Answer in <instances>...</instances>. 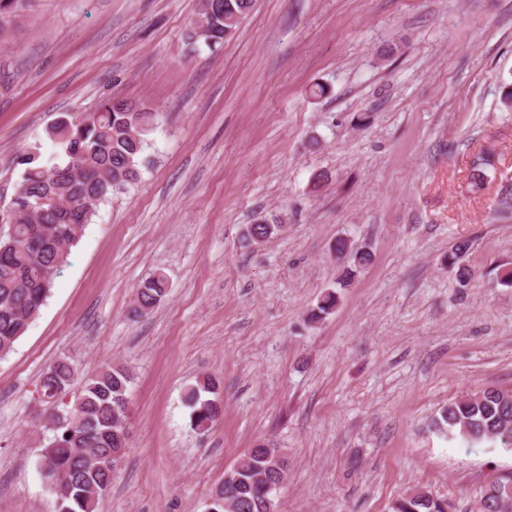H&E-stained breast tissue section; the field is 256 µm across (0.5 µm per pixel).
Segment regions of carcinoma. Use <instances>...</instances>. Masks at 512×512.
Segmentation results:
<instances>
[{
	"label": "carcinoma",
	"instance_id": "obj_1",
	"mask_svg": "<svg viewBox=\"0 0 512 512\" xmlns=\"http://www.w3.org/2000/svg\"><path fill=\"white\" fill-rule=\"evenodd\" d=\"M256 0H202L190 19L185 39L190 49L198 41L212 48L224 45ZM158 112L143 105L112 98L87 113H72L54 120L46 137L55 148L47 162L40 152L29 151L16 192L7 207L11 213L8 234L0 237V357L13 351L33 318L38 315L54 278L68 261L72 247L84 234L97 205L109 194L123 193L141 176L150 160L144 156L148 136L156 128ZM283 229V218H266L246 227L244 240L258 243ZM458 242L448 256V266L458 267L461 283L471 271L459 265L470 249ZM336 252L350 257L340 285L354 269L367 266L372 254L352 250L347 239L336 242ZM164 275L148 274L135 293L133 315L151 313L167 296ZM337 296H321L308 321L318 323L331 314ZM76 368L59 358L41 375L45 418L54 423L61 412L66 425L54 429L43 449L48 462L44 476L55 491L60 512H103L104 498L112 487V462L123 460L127 445V410L132 374L123 366L107 365L86 373L77 391ZM220 383L200 378L189 389L191 425L207 431L223 414ZM431 431L473 448L486 441L512 447V389L488 386L448 402L430 420ZM280 449L259 443L248 449L229 470L231 478L214 491L210 512H277V493L288 477V460L274 461ZM479 512H512V473L502 474L481 488L476 498ZM448 500L423 488L411 489L390 504V512H450Z\"/></svg>",
	"mask_w": 512,
	"mask_h": 512
}]
</instances>
